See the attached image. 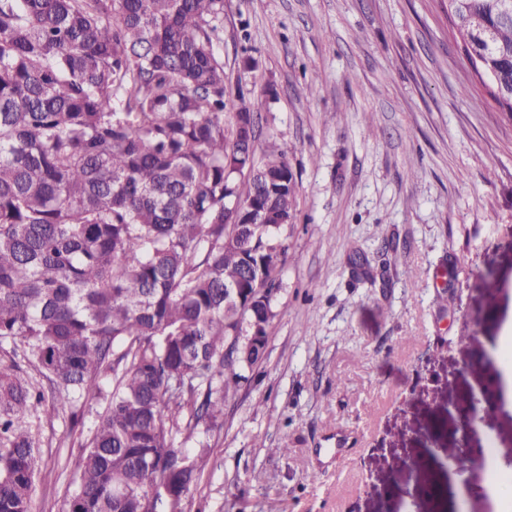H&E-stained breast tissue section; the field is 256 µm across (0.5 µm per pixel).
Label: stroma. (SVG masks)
Masks as SVG:
<instances>
[{
  "label": "stroma",
  "instance_id": "1",
  "mask_svg": "<svg viewBox=\"0 0 512 512\" xmlns=\"http://www.w3.org/2000/svg\"><path fill=\"white\" fill-rule=\"evenodd\" d=\"M258 61L240 64L241 30ZM224 75L278 92L297 220L264 359L242 369L185 512H456V410L512 350V121L440 0H224ZM85 428L40 408L32 512H65ZM288 444V455L277 454ZM465 483L512 457V409L468 436Z\"/></svg>",
  "mask_w": 512,
  "mask_h": 512
}]
</instances>
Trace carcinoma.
Wrapping results in <instances>:
<instances>
[{"label":"carcinoma","instance_id":"1","mask_svg":"<svg viewBox=\"0 0 512 512\" xmlns=\"http://www.w3.org/2000/svg\"><path fill=\"white\" fill-rule=\"evenodd\" d=\"M446 10L512 118V0ZM223 31L224 0H0V344L71 425L105 403L67 512H184L209 445L172 440L219 426L266 350L242 331L273 317L296 177L239 128L267 102L226 84ZM22 364L0 362V512H31L45 395Z\"/></svg>","mask_w":512,"mask_h":512}]
</instances>
